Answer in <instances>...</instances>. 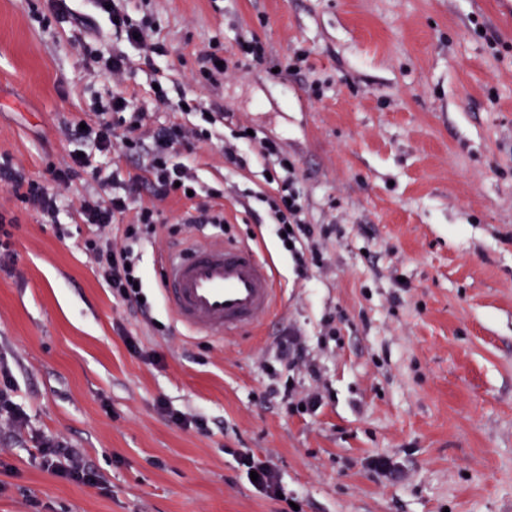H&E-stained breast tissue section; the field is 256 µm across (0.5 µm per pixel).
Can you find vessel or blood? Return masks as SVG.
<instances>
[{
  "mask_svg": "<svg viewBox=\"0 0 512 512\" xmlns=\"http://www.w3.org/2000/svg\"><path fill=\"white\" fill-rule=\"evenodd\" d=\"M162 285L175 322L199 336L255 328L276 304L268 262L251 246L219 240L168 252Z\"/></svg>",
  "mask_w": 512,
  "mask_h": 512,
  "instance_id": "obj_1",
  "label": "vessel or blood"
}]
</instances>
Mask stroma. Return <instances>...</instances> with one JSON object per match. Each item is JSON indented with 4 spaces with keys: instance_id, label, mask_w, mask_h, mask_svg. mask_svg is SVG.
<instances>
[{
    "instance_id": "obj_1",
    "label": "stroma",
    "mask_w": 512,
    "mask_h": 512,
    "mask_svg": "<svg viewBox=\"0 0 512 512\" xmlns=\"http://www.w3.org/2000/svg\"><path fill=\"white\" fill-rule=\"evenodd\" d=\"M151 14L167 53L144 64L91 0H0V158L53 187L83 150L66 136L94 121L112 90L101 57L124 53L145 131L176 121L179 93L219 107L220 142L178 147L199 193L222 190L224 228L197 232L257 245L278 303L256 329L219 340L179 327L163 297L167 235L142 250L155 324L113 299L87 261L85 175L61 193L58 236L0 181L14 274L0 272V361L25 417L0 428V512H512V13L503 0H117ZM495 31L493 53L474 30ZM257 39L269 64L196 82L197 56L236 59ZM321 81L322 93L312 84ZM162 83L168 102L152 91ZM295 160L306 219L332 224L322 267L300 271L258 198L271 159L236 140L235 122ZM236 144L242 165L225 161ZM131 188L136 158L96 154ZM333 327H326L327 317ZM304 337L320 379L316 411L266 399L283 329ZM139 353H132L127 340ZM204 417V435L168 411ZM62 438L101 475L90 489L55 476L37 449ZM277 469L284 500L259 494L239 456ZM385 461L388 471L376 470Z\"/></svg>"
}]
</instances>
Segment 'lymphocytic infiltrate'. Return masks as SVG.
I'll return each instance as SVG.
<instances>
[{"instance_id":"lymphocytic-infiltrate-1","label":"lymphocytic infiltrate","mask_w":512,"mask_h":512,"mask_svg":"<svg viewBox=\"0 0 512 512\" xmlns=\"http://www.w3.org/2000/svg\"><path fill=\"white\" fill-rule=\"evenodd\" d=\"M95 6L105 12L115 32L124 35L126 40L136 41L146 57L164 54L163 44L153 39L149 17L133 20L128 13L113 6L112 0H95ZM104 71L112 77V95L100 106L93 123L76 129V136L91 141L98 152L117 148L123 154L137 157L144 172L137 183L153 199L186 197L188 190L193 189L195 179L187 167L174 162L172 152L192 136L202 142L212 141V132L194 133L172 123L156 128L150 136H143L144 115L130 111L122 87L130 72L127 57L113 53L107 59ZM260 147L263 156L275 158L278 165L271 174L275 193L267 199L271 219L285 227V240L293 245L294 259L299 266H306L301 243L314 238L316 229L305 220V199L296 165L283 154L277 142L264 138ZM0 178L12 182L22 202L37 207L48 219L56 218L57 198L41 183L23 179L5 161H0ZM81 215L92 230L91 237L85 242V250L92 258L98 276L110 288L113 298L127 303L143 320L152 321L153 306L140 299L137 286L143 281L140 251L145 243L157 238L166 228L159 211L149 206L133 207L129 195L115 192L105 199L95 196L84 200ZM38 450L57 477L88 486L98 484V473L85 461L80 449L62 440H50L42 442Z\"/></svg>"}]
</instances>
